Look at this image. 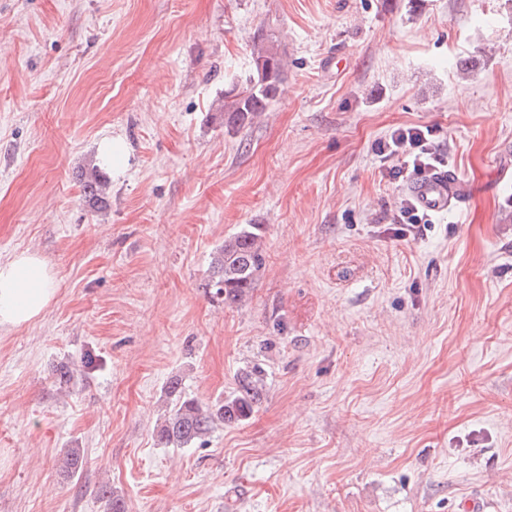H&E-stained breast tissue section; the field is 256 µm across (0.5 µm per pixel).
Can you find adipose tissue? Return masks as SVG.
Masks as SVG:
<instances>
[{
  "label": "adipose tissue",
  "instance_id": "ef3b65f1",
  "mask_svg": "<svg viewBox=\"0 0 512 512\" xmlns=\"http://www.w3.org/2000/svg\"><path fill=\"white\" fill-rule=\"evenodd\" d=\"M54 296L52 269L38 254L22 252L0 260V326L30 323Z\"/></svg>",
  "mask_w": 512,
  "mask_h": 512
}]
</instances>
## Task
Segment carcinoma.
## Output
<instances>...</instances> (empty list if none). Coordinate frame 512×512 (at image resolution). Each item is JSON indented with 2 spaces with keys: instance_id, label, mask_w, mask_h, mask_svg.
<instances>
[{
  "instance_id": "carcinoma-1",
  "label": "carcinoma",
  "mask_w": 512,
  "mask_h": 512,
  "mask_svg": "<svg viewBox=\"0 0 512 512\" xmlns=\"http://www.w3.org/2000/svg\"><path fill=\"white\" fill-rule=\"evenodd\" d=\"M253 65H271L270 81L254 71L249 83L224 93L220 118L224 127L244 129L253 125L275 98L286 68L275 37L257 33L251 45ZM85 197L94 205H104L108 199V184L97 168L83 174ZM266 267V248L259 225L248 224L224 240L212 257L211 277L206 287L224 295V304L242 303L257 287ZM237 388L228 397L203 406L192 399H175L164 423L158 430L160 442L185 447L209 434L219 424H232L246 420L261 398V371L254 367L237 376Z\"/></svg>"
}]
</instances>
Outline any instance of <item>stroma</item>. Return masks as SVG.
Masks as SVG:
<instances>
[{
	"label": "stroma",
	"instance_id": "35a3bbf8",
	"mask_svg": "<svg viewBox=\"0 0 512 512\" xmlns=\"http://www.w3.org/2000/svg\"><path fill=\"white\" fill-rule=\"evenodd\" d=\"M260 32L284 80L225 129ZM407 127L468 194L404 237L374 148ZM246 224L266 268L228 307L210 264ZM21 252L56 294L0 328V512H512V0H0ZM254 366L249 419L158 442L170 380L211 404ZM108 184L104 181L97 168L83 174V189L85 197L93 205H105L108 199Z\"/></svg>",
	"mask_w": 512,
	"mask_h": 512
}]
</instances>
